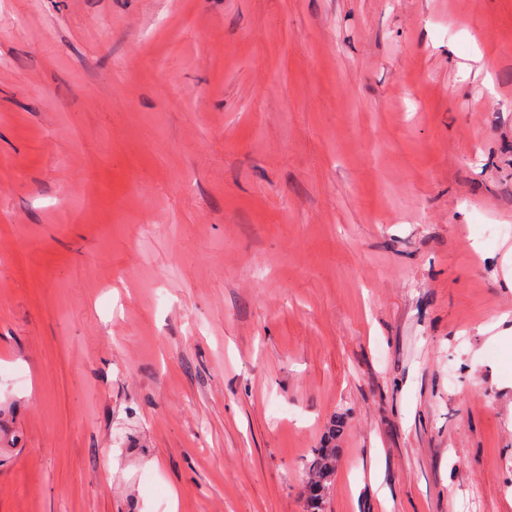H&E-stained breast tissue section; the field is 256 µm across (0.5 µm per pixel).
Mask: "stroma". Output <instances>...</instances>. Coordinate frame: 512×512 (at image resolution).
<instances>
[{
  "instance_id": "stroma-1",
  "label": "stroma",
  "mask_w": 512,
  "mask_h": 512,
  "mask_svg": "<svg viewBox=\"0 0 512 512\" xmlns=\"http://www.w3.org/2000/svg\"><path fill=\"white\" fill-rule=\"evenodd\" d=\"M328 440L322 512H512V0H0V512Z\"/></svg>"
}]
</instances>
